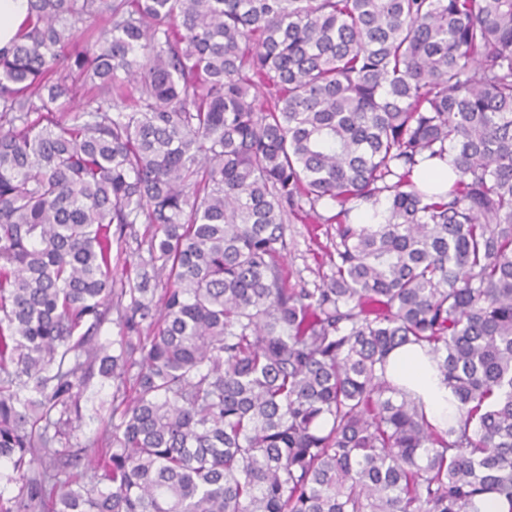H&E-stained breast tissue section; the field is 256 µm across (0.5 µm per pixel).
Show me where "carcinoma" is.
<instances>
[{"label":"carcinoma","mask_w":512,"mask_h":512,"mask_svg":"<svg viewBox=\"0 0 512 512\" xmlns=\"http://www.w3.org/2000/svg\"><path fill=\"white\" fill-rule=\"evenodd\" d=\"M29 2L0 50V512H512V0ZM293 219L335 225L314 292ZM406 344L445 431L387 377ZM138 239L128 237L127 242L123 243L121 251L112 253V273L115 274L116 278L119 279L122 276L125 277L127 274L134 276V270L137 263L141 261V258H147L148 255L145 250V246L139 249L138 243L142 239L144 233L147 232L149 224H135ZM388 376L421 397L435 425L448 428V413L455 410V400L448 387L440 382L430 355L415 345L397 348L389 358ZM112 393V388L107 381H102L100 378H95L91 384V387L87 393V396L91 399L87 403L84 402L86 406V410L84 411L86 414L85 423L82 427V433H90L97 430L100 427L99 422L96 419H89V415L92 414L90 411L92 404L96 407L101 403H106L110 400Z\"/></svg>","instance_id":"cac0c4a2"}]
</instances>
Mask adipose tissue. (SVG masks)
Returning a JSON list of instances; mask_svg holds the SVG:
<instances>
[{"mask_svg":"<svg viewBox=\"0 0 512 512\" xmlns=\"http://www.w3.org/2000/svg\"><path fill=\"white\" fill-rule=\"evenodd\" d=\"M388 375L399 386L421 397L435 425L447 428L455 400L441 383L430 355L414 345L397 348L390 355Z\"/></svg>","mask_w":512,"mask_h":512,"instance_id":"ef3b65f1","label":"adipose tissue"}]
</instances>
